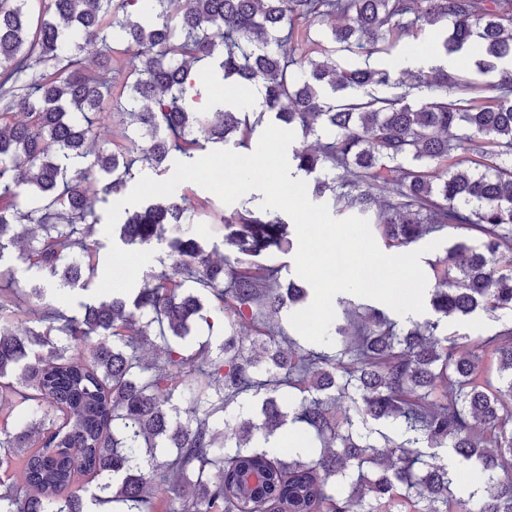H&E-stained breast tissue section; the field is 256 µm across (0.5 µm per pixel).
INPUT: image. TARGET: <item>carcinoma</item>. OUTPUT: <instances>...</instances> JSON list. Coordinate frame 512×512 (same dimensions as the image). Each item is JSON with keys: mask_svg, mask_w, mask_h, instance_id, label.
<instances>
[{"mask_svg": "<svg viewBox=\"0 0 512 512\" xmlns=\"http://www.w3.org/2000/svg\"><path fill=\"white\" fill-rule=\"evenodd\" d=\"M421 23L444 30L443 57L477 43L480 58L396 77L371 66ZM132 48L117 85L112 56ZM251 85L255 112L219 92ZM90 112L114 122L105 148ZM267 115L316 137L291 149L296 171L346 172L316 178L311 200L367 219L385 247L481 234V247L428 262L436 319L399 328L340 298L339 347L298 346L274 320L309 292L257 262L291 252L289 224L183 191L124 209L120 225L132 251L166 241L170 271L70 314L50 299L52 286L90 290L104 248L92 205L124 192L135 160L162 175L173 151L188 163L209 144L249 154ZM203 218L229 230L234 262L200 245L189 224ZM14 249L44 286L0 296V403L32 416L19 432L0 423V469L17 463L24 481L0 478V512H160L170 494L181 512H512V323L463 345L448 335L450 318L512 310V269L495 262L512 251V0H0V263ZM210 310L224 341L187 353ZM149 341L162 355L150 364ZM288 419L319 453L260 447ZM382 420L400 437L371 428ZM159 447L173 454L155 477ZM449 449L481 476L465 499ZM253 469L265 479L245 491Z\"/></svg>", "mask_w": 512, "mask_h": 512, "instance_id": "cac0c4a2", "label": "carcinoma"}]
</instances>
